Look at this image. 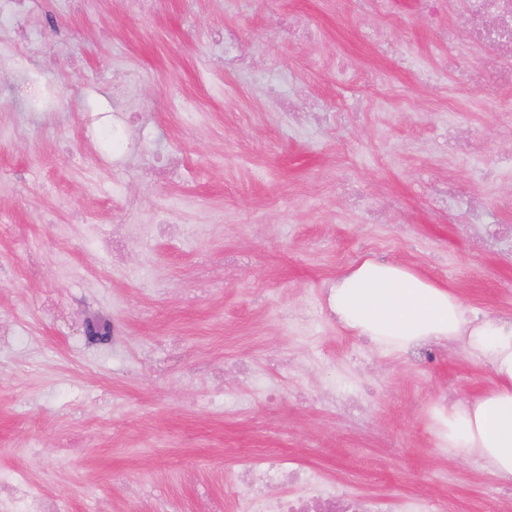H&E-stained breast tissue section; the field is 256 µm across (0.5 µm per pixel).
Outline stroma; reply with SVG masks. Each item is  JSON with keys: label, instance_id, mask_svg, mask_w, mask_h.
I'll use <instances>...</instances> for the list:
<instances>
[{"label": "stroma", "instance_id": "stroma-1", "mask_svg": "<svg viewBox=\"0 0 512 512\" xmlns=\"http://www.w3.org/2000/svg\"><path fill=\"white\" fill-rule=\"evenodd\" d=\"M462 10L444 0L432 22L419 0L385 14L352 0H166L129 16L120 0L87 13L29 0L23 25L53 48L42 57L0 26L14 50L0 127L19 129L0 146V323L31 340L0 345V471L25 473L60 512H201L245 497L234 474L273 450L365 495L483 512L494 474L438 447L429 408L490 389L486 360L461 340L429 365L388 356L321 305L371 258L447 287L471 323L512 310V253L480 249L460 225L475 198L484 223L512 224V179L481 175L484 157L512 156V118L489 106L499 89L467 78L479 50L439 39ZM278 15L322 34L290 43L269 25ZM225 29L262 73L225 66L213 37ZM336 61L360 82L338 83ZM119 69L136 80L147 145L183 160L172 180L113 165L100 140L119 118ZM300 92L355 118L288 124L278 100ZM42 159L65 197L46 193ZM444 178L461 192L442 219L427 189ZM172 203L191 235L132 238L121 265L81 237L153 223ZM101 317L122 320L119 351L91 342ZM326 387L363 394L360 420Z\"/></svg>", "mask_w": 512, "mask_h": 512}]
</instances>
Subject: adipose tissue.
Returning <instances> with one entry per match:
<instances>
[{
    "label": "adipose tissue",
    "mask_w": 512,
    "mask_h": 512,
    "mask_svg": "<svg viewBox=\"0 0 512 512\" xmlns=\"http://www.w3.org/2000/svg\"><path fill=\"white\" fill-rule=\"evenodd\" d=\"M329 305L344 327L390 355L467 334L497 385L475 399L434 407L432 418L442 447L478 454L499 475L512 476V326L487 320L465 329L463 305L446 287L406 265L370 258L337 281Z\"/></svg>",
    "instance_id": "adipose-tissue-1"
}]
</instances>
